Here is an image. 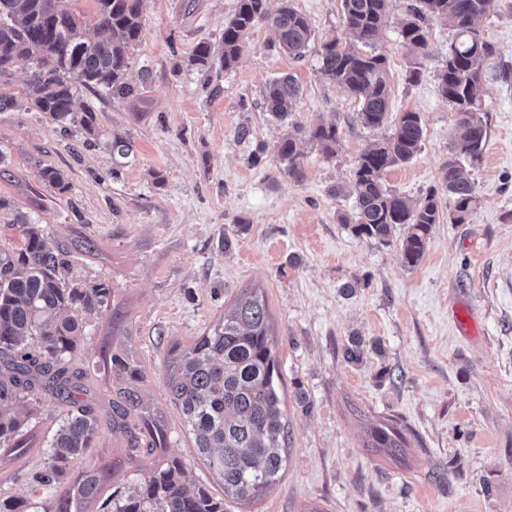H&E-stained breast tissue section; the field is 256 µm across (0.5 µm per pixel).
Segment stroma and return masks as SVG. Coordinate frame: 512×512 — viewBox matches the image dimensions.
Returning <instances> with one entry per match:
<instances>
[{
    "instance_id": "stroma-1",
    "label": "stroma",
    "mask_w": 512,
    "mask_h": 512,
    "mask_svg": "<svg viewBox=\"0 0 512 512\" xmlns=\"http://www.w3.org/2000/svg\"><path fill=\"white\" fill-rule=\"evenodd\" d=\"M410 2L390 0L376 49L388 57L390 117L419 113L424 134L418 154L383 183L412 199L435 192L444 208L441 165L456 115L437 91V74L453 35L430 21L428 54L415 58L399 35ZM290 3L310 20L315 46L343 37L341 0ZM237 5L144 0L129 70L141 93L113 99L83 89L76 97V109L97 114L95 137L66 135L38 112H0V198L42 225L49 246L70 252L74 277L112 290L107 309L86 317L71 359L87 374L86 399L108 416L119 386L108 356L131 360L169 454L226 512H512V85L495 79L512 66V0H498L479 24L501 54L488 62L480 92L487 147L465 167L478 200L465 223L434 225L413 267L400 259L404 227L382 242L340 221L354 200L338 186L391 127L361 123L360 103L321 78L315 46L293 58L262 22L236 66L214 67L211 81L177 69L198 43L220 51ZM286 74L301 93L280 121L266 108V88ZM319 122L339 130L334 156L304 135ZM242 125L251 131L244 141L236 135ZM298 129L297 179L275 146ZM116 136L134 143L121 162L109 147ZM253 151L261 160L251 166ZM42 164L65 171L66 194L42 183ZM245 288L258 289L268 307L289 436L276 484L233 501L198 455L164 378L172 348L207 334ZM353 340L362 348L355 362L343 354ZM67 410L47 394L34 404L22 451L0 450L1 496L64 493L65 483L41 488L35 476ZM385 422L405 435L403 458L366 447L367 431ZM126 449L121 430L102 426L90 454L105 477L89 512H110L139 483L141 465Z\"/></svg>"
}]
</instances>
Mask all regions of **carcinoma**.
I'll return each mask as SVG.
<instances>
[{
    "mask_svg": "<svg viewBox=\"0 0 512 512\" xmlns=\"http://www.w3.org/2000/svg\"><path fill=\"white\" fill-rule=\"evenodd\" d=\"M73 0H0V111L20 108L4 86L20 60L32 63L29 74L30 104L63 130L73 126L89 136L98 133L96 112L73 109L78 88H102L127 98L139 94L127 79L129 50L142 31L143 0H94V25L108 33L92 39L86 22L72 9ZM346 38L365 47L362 52L339 39L321 44L322 78L344 88L362 105V123L380 127L388 117L390 85L387 56L372 50L389 18V0H342ZM496 7V0H414L400 29L403 46L425 55L429 20H439L455 32L445 65L438 74L437 90L457 116L459 135L442 164L443 184L453 209L450 221L462 224L476 201L474 185L464 176L461 160H480L488 139L479 115L477 97L487 60L499 49L483 39L477 23ZM271 24L280 49L295 58L305 55L313 38L309 19L287 2L269 13L267 0H239L237 11L224 22L221 66L238 62L252 28L259 21ZM209 44L196 45L186 65L201 72L212 68ZM295 79L284 75L267 87V109L277 118L291 112L299 96ZM305 136L330 157L338 143L334 124H318ZM423 124L416 112H403L383 140L359 156L350 181L355 200L353 224L359 236L378 240L390 237L394 227H406L400 257L407 266L418 264L428 246L433 226L440 221L434 193L412 200L388 190L387 169L413 159L421 149ZM288 174H301V153L290 135L276 145ZM41 181L60 194L69 191L64 173L43 166ZM9 225L21 247H0V448L21 447L26 422L18 407L48 390L76 406L59 424L49 445L44 469L36 475L40 486L64 479L69 463L83 457L86 467L59 499L35 502L23 497H0V512H87L100 492L103 470L88 456L101 429L92 404L79 399L82 375L71 370L87 312L108 308L111 288L88 285L72 276L69 253L47 245L44 229L17 215ZM269 315L264 300L242 291L232 308L193 345L172 350L165 387L181 411L194 444L210 469L224 481V496L257 497L279 479L286 440L281 421V372L268 338ZM112 426L127 436L128 451L151 457L153 463L138 489L115 502L113 512H224V500L204 487L184 479V462L164 457L166 434L154 413L144 406L134 386L119 388L112 407ZM366 447L397 457L406 443L398 429L385 425L370 432Z\"/></svg>",
    "mask_w": 512,
    "mask_h": 512,
    "instance_id": "cac0c4a2",
    "label": "carcinoma"
}]
</instances>
